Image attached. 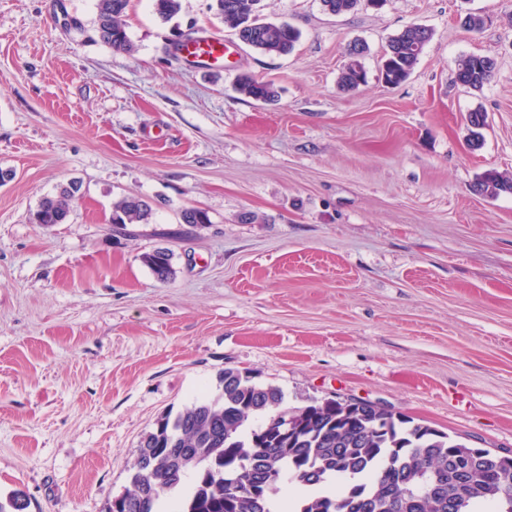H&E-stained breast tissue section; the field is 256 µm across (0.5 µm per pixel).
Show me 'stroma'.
I'll return each mask as SVG.
<instances>
[{
  "label": "stroma",
  "instance_id": "stroma-1",
  "mask_svg": "<svg viewBox=\"0 0 512 512\" xmlns=\"http://www.w3.org/2000/svg\"><path fill=\"white\" fill-rule=\"evenodd\" d=\"M260 9L299 28L292 53L238 42L214 0L168 22L130 0V54L100 41L96 0H0V502L108 512L141 437L227 368L291 408L359 398L512 453V195L472 190L512 177V0ZM411 24L432 37L387 86V43ZM179 30L223 37V67L180 66ZM354 40L367 81L344 92ZM471 54L495 61L478 92L454 81ZM243 74L277 100L239 95ZM72 182L67 221L32 223ZM125 196L147 223H111ZM187 207L209 223H182ZM159 248L166 283L142 262ZM467 137L470 146L480 147L483 139L482 130L487 126V115L481 110L469 112L466 118ZM480 196L497 198L501 194H512V178H506L495 171H488L480 176L472 186Z\"/></svg>",
  "mask_w": 512,
  "mask_h": 512
}]
</instances>
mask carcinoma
I'll list each match as a JSON object with an SVG mask.
<instances>
[{
	"label": "carcinoma",
	"instance_id": "cac0c4a2",
	"mask_svg": "<svg viewBox=\"0 0 512 512\" xmlns=\"http://www.w3.org/2000/svg\"><path fill=\"white\" fill-rule=\"evenodd\" d=\"M130 0H96L98 35L102 42L127 53L134 45L124 17ZM359 0H322L332 15L352 11ZM260 0H216L218 14L238 40L266 55L290 53L300 31L287 21L261 17ZM164 21L181 11V0H153ZM431 39L422 25H410L394 35L381 66L385 84L404 82ZM365 45L346 49L338 85L352 91L366 80L361 58ZM491 58L469 55L461 59L454 81L480 91L489 81ZM238 93L256 101L276 97L272 85L250 75L238 78ZM487 115L468 113L470 146L480 147ZM472 190L483 197L512 194V178L495 171L480 176ZM78 187L43 198L31 213L35 224L66 221ZM151 207L126 197L112 208L111 223L141 224ZM184 224H209L208 213L189 207L181 212ZM143 262L158 280L168 282L173 269L170 253L155 250ZM221 390L156 423L131 463L130 489L125 496L136 503L134 512H158L166 494L193 474L195 482L179 512H272L282 472L290 481L311 489L294 512H512V457L499 462L485 448H470L456 436L414 421L389 409L366 411L337 399L313 401L301 408L284 406V392L273 385H257L237 369L226 368ZM264 417L257 428L252 419ZM292 421L282 428L283 418Z\"/></svg>",
	"mask_w": 512,
	"mask_h": 512
}]
</instances>
